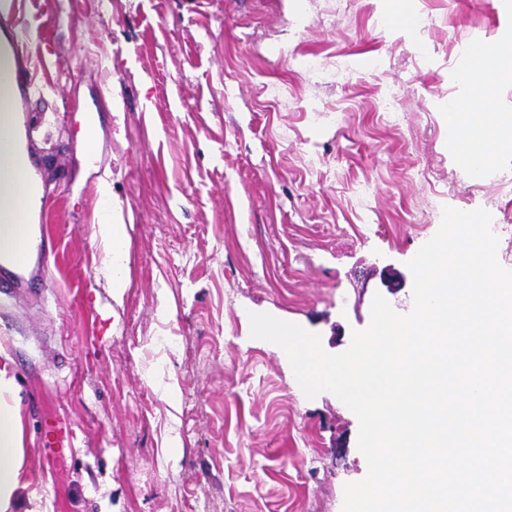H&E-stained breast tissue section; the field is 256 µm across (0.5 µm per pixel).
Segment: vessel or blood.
<instances>
[{"instance_id": "vessel-or-blood-1", "label": "vessel or blood", "mask_w": 512, "mask_h": 512, "mask_svg": "<svg viewBox=\"0 0 512 512\" xmlns=\"http://www.w3.org/2000/svg\"><path fill=\"white\" fill-rule=\"evenodd\" d=\"M25 9L26 0H8L0 10V162L12 171L0 181V226L18 218L27 224L45 221L44 209L26 206L27 196L37 189V164L33 157L13 151L20 130L30 125L31 94L49 80L46 68L29 52ZM29 246L28 237H14L0 251V294L14 296L32 288L39 273L26 265Z\"/></svg>"}]
</instances>
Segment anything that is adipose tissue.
I'll return each instance as SVG.
<instances>
[{"label": "adipose tissue", "mask_w": 512, "mask_h": 512, "mask_svg": "<svg viewBox=\"0 0 512 512\" xmlns=\"http://www.w3.org/2000/svg\"><path fill=\"white\" fill-rule=\"evenodd\" d=\"M478 57L485 70L482 95L466 103L450 104L446 119L449 127L454 128L464 117L479 115L483 125L481 149L488 153L501 137L496 123L494 92L504 72L497 56L482 51ZM95 237L105 254L100 273L113 299H121L127 286L126 227L113 223L111 217L105 215L96 226ZM11 365L10 354L0 346V512H48L41 494L27 490L22 480L23 413Z\"/></svg>", "instance_id": "obj_1"}]
</instances>
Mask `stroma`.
Wrapping results in <instances>:
<instances>
[{
  "label": "stroma",
  "mask_w": 512,
  "mask_h": 512,
  "mask_svg": "<svg viewBox=\"0 0 512 512\" xmlns=\"http://www.w3.org/2000/svg\"><path fill=\"white\" fill-rule=\"evenodd\" d=\"M27 24L54 66L31 150L56 247L43 282L0 296L24 481L53 512H342L368 470L358 419L307 398L249 315L344 352L371 320L369 266L407 271L444 207L512 214V81L487 179L445 121L480 90L469 51L512 46V10L28 0ZM105 187L127 229L118 301L94 236Z\"/></svg>",
  "instance_id": "stroma-1"
}]
</instances>
